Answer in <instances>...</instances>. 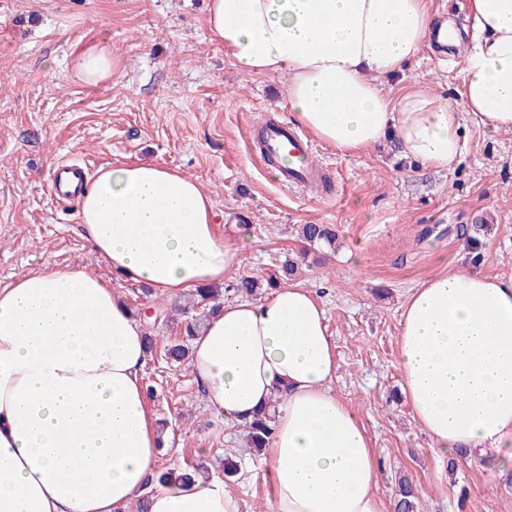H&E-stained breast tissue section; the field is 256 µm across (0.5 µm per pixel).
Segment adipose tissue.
<instances>
[{
    "label": "adipose tissue",
    "instance_id": "adipose-tissue-1",
    "mask_svg": "<svg viewBox=\"0 0 512 512\" xmlns=\"http://www.w3.org/2000/svg\"><path fill=\"white\" fill-rule=\"evenodd\" d=\"M465 111L512 130V0H470ZM427 0H208L212 43L242 70L288 78L281 108L350 156L396 134L422 163L452 165L455 116L427 93L377 84L422 49ZM83 236L112 271L167 296L223 282L243 245L219 229L195 178L150 162L100 170ZM143 331L111 281L47 264L0 289V512H240L223 481L151 484L169 447L147 405ZM402 393L434 450L477 449L512 469V277L448 272L401 314ZM208 407L241 423L275 406L262 452L270 512H394L370 438L335 388L322 301L297 284L226 304L191 345Z\"/></svg>",
    "mask_w": 512,
    "mask_h": 512
}]
</instances>
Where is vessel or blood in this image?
Listing matches in <instances>:
<instances>
[{"label":"vessel or blood","mask_w":512,"mask_h":512,"mask_svg":"<svg viewBox=\"0 0 512 512\" xmlns=\"http://www.w3.org/2000/svg\"><path fill=\"white\" fill-rule=\"evenodd\" d=\"M252 140L260 164L275 169L279 183L317 186L329 181L330 168L313 161L311 147L296 127L272 119L254 130ZM84 172L79 165L60 164L48 180L51 196L61 203L78 197Z\"/></svg>","instance_id":"vessel-or-blood-1"}]
</instances>
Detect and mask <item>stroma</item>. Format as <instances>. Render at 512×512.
<instances>
[{"label": "stroma", "mask_w": 512, "mask_h": 512, "mask_svg": "<svg viewBox=\"0 0 512 512\" xmlns=\"http://www.w3.org/2000/svg\"><path fill=\"white\" fill-rule=\"evenodd\" d=\"M460 32L452 66L422 50L382 78L392 98L426 91L456 114L460 154L452 168L407 156L396 136L351 156L312 140L334 170L330 195L283 186L256 162L249 129L267 115L289 120L279 101L286 76L240 70L210 41L207 0H0V288L43 264L77 265L111 279L123 302L150 307L146 285L107 270L80 232L79 204L59 206L44 186L67 158L92 170L146 160L198 179L225 234L243 243L240 275L268 279L285 257L302 258L295 281L319 296L339 362L337 393L365 426L379 456V490L400 475L416 512H512V470L479 450L447 460L429 446L400 396L398 336L413 288L448 271L512 276V131L494 132L465 112L459 92L474 38L469 0H430ZM112 51V78L86 82L78 51ZM300 224H329L338 251L308 252ZM487 224L485 261L472 267L457 229ZM148 404L171 422L161 470L241 463L227 480L241 512H266L269 486L241 428L206 405L189 366L150 357Z\"/></svg>", "instance_id": "obj_1"}]
</instances>
